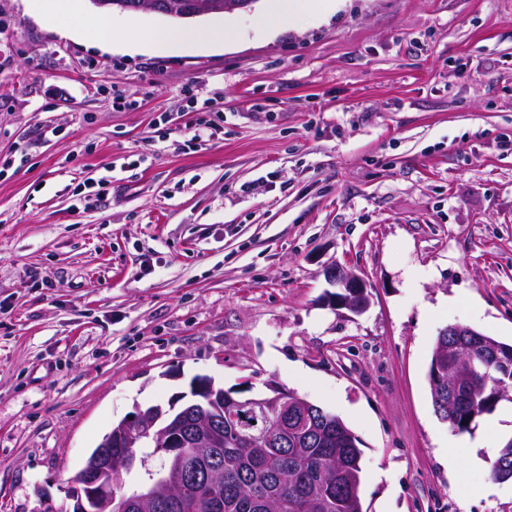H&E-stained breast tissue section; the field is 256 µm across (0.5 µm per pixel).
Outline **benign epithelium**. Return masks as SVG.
<instances>
[{
    "mask_svg": "<svg viewBox=\"0 0 512 512\" xmlns=\"http://www.w3.org/2000/svg\"><path fill=\"white\" fill-rule=\"evenodd\" d=\"M328 280L341 289L336 294V303L354 313L367 308L368 295L366 283L362 278L341 265L326 269ZM448 335L460 336L462 340L452 346L454 357L461 360L474 341L465 340L473 332L460 324L448 326ZM456 364L448 361L447 354H442L441 361L435 363L432 378L434 381L448 380L455 383ZM191 409L195 411L196 433L192 436L180 433V423L185 410L180 406V397H175L167 406H151L146 409L136 408L132 417L120 421L119 426L106 433L98 451L90 457L77 483L70 489V498L74 502V512H112L116 500V471L123 466H132L137 461V448L149 442L158 449V456L166 459L176 448H218L222 439L213 430L214 422L224 415L223 388L215 386L211 379L199 377L192 384ZM307 406L301 396L288 391H277L272 396L260 394L243 396L239 402L240 409L254 418H262L263 423L276 417L281 421L288 419L297 407ZM122 449V455L112 457V449Z\"/></svg>",
    "mask_w": 512,
    "mask_h": 512,
    "instance_id": "obj_1",
    "label": "benign epithelium"
}]
</instances>
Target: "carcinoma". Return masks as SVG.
<instances>
[{"mask_svg":"<svg viewBox=\"0 0 512 512\" xmlns=\"http://www.w3.org/2000/svg\"><path fill=\"white\" fill-rule=\"evenodd\" d=\"M500 356L479 347L467 353L462 372L466 392L454 399L429 384L434 412L454 431L465 433L512 387V344L498 342ZM224 401V447L189 448L187 463L197 483L185 492L163 493L153 512H363L361 450L343 421L319 407L308 429L291 426L262 431ZM512 466V439L491 467L501 480Z\"/></svg>","mask_w":512,"mask_h":512,"instance_id":"1","label":"carcinoma"}]
</instances>
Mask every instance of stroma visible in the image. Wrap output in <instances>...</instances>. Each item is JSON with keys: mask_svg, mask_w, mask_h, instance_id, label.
<instances>
[{"mask_svg": "<svg viewBox=\"0 0 512 512\" xmlns=\"http://www.w3.org/2000/svg\"><path fill=\"white\" fill-rule=\"evenodd\" d=\"M270 5L169 54L0 0V512H69L112 426L198 376L341 418L364 512H512V481L451 468L428 380L448 325L512 343V0H344L274 36ZM212 99L222 133L185 146ZM326 273L328 280L342 290V293H336V303L357 314L367 308L369 298L362 278L338 264L328 268Z\"/></svg>", "mask_w": 512, "mask_h": 512, "instance_id": "obj_1", "label": "stroma"}]
</instances>
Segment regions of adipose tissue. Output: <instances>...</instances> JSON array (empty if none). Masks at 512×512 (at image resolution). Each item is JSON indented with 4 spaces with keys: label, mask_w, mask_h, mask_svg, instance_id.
Instances as JSON below:
<instances>
[{
    "label": "adipose tissue",
    "mask_w": 512,
    "mask_h": 512,
    "mask_svg": "<svg viewBox=\"0 0 512 512\" xmlns=\"http://www.w3.org/2000/svg\"><path fill=\"white\" fill-rule=\"evenodd\" d=\"M27 9L33 16H48L54 22L60 36L70 37L81 33L96 45L108 48L125 43V27L113 23L111 17L87 14L81 28L70 22L76 10V0H27ZM233 29L214 26L203 30L173 31L167 28L141 30L136 45L154 51L181 52L193 47H216L232 41Z\"/></svg>",
    "instance_id": "obj_1"
}]
</instances>
